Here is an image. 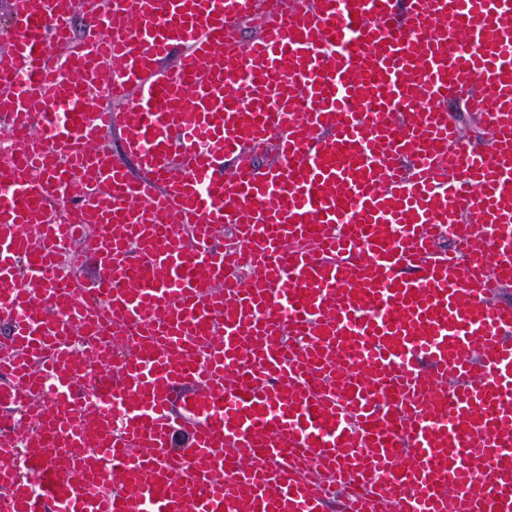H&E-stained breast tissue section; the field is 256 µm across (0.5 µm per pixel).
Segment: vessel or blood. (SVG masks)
I'll list each match as a JSON object with an SVG mask.
<instances>
[{
  "label": "vessel or blood",
  "mask_w": 512,
  "mask_h": 512,
  "mask_svg": "<svg viewBox=\"0 0 512 512\" xmlns=\"http://www.w3.org/2000/svg\"><path fill=\"white\" fill-rule=\"evenodd\" d=\"M8 36L0 512H512V0Z\"/></svg>",
  "instance_id": "b4317fda"
}]
</instances>
